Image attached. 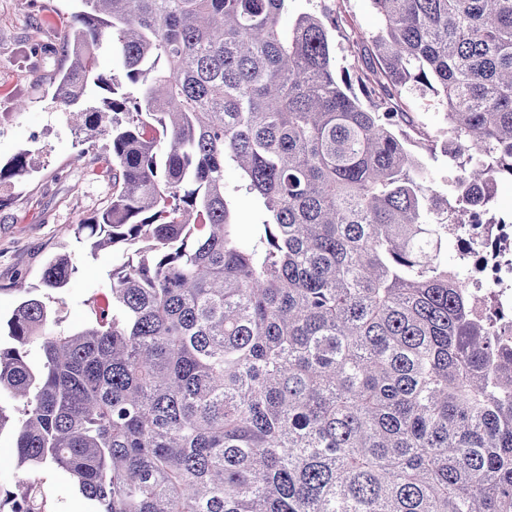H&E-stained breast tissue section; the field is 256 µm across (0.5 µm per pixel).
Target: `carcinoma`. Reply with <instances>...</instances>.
I'll return each mask as SVG.
<instances>
[{
  "instance_id": "cac0c4a2",
  "label": "carcinoma",
  "mask_w": 512,
  "mask_h": 512,
  "mask_svg": "<svg viewBox=\"0 0 512 512\" xmlns=\"http://www.w3.org/2000/svg\"><path fill=\"white\" fill-rule=\"evenodd\" d=\"M78 2L54 99L98 89L80 116L112 138V196L77 233L122 261L79 330L19 289L0 393L24 477L0 512H47L46 466L94 512H512V342L447 254L512 183V0H371L339 70L332 10ZM428 95L446 197L411 149ZM26 173L19 154L0 181ZM76 270L56 256L45 289ZM412 111L414 119L419 121L432 134H436L437 131L445 127L443 112L435 106L429 105L426 100H416ZM236 211L238 214L236 233L240 241L251 240L255 235V225L258 224L257 207L255 202L249 198H238L236 200Z\"/></svg>"
}]
</instances>
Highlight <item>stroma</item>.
<instances>
[{"label":"stroma","instance_id":"obj_1","mask_svg":"<svg viewBox=\"0 0 512 512\" xmlns=\"http://www.w3.org/2000/svg\"><path fill=\"white\" fill-rule=\"evenodd\" d=\"M337 8L344 34L335 40L338 66L352 62L348 40L376 31L370 0H289L283 24L298 13ZM74 0H0V166L25 154L28 173L0 181V319H8L21 295L17 282L43 291L42 272L55 256L71 254L78 270L48 304L61 328L80 329L89 319L88 301L104 293L114 259L91 253L75 224L96 215L112 194L100 177L112 147L87 138L69 122L53 98L55 82L69 62L63 35ZM39 477L49 512H92L63 470L43 468Z\"/></svg>","mask_w":512,"mask_h":512}]
</instances>
